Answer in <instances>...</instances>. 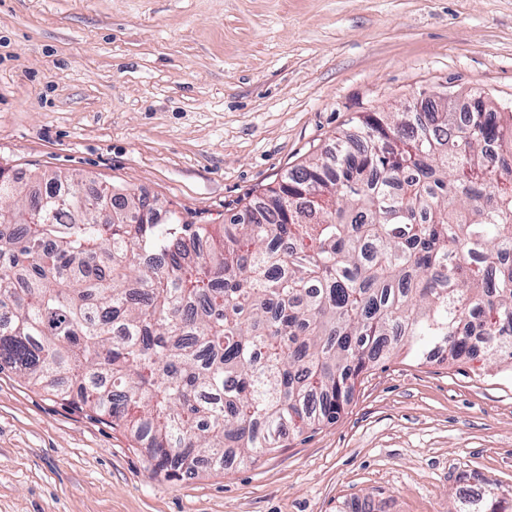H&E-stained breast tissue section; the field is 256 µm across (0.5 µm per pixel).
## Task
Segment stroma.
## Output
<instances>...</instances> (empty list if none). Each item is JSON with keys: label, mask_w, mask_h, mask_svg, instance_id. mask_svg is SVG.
<instances>
[{"label": "stroma", "mask_w": 512, "mask_h": 512, "mask_svg": "<svg viewBox=\"0 0 512 512\" xmlns=\"http://www.w3.org/2000/svg\"><path fill=\"white\" fill-rule=\"evenodd\" d=\"M512 111V0H0V166L221 224L364 113ZM512 512V374L401 347L339 418L168 481L143 444L0 370V512Z\"/></svg>", "instance_id": "stroma-1"}]
</instances>
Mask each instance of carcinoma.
Segmentation results:
<instances>
[{
    "instance_id": "1",
    "label": "carcinoma",
    "mask_w": 512,
    "mask_h": 512,
    "mask_svg": "<svg viewBox=\"0 0 512 512\" xmlns=\"http://www.w3.org/2000/svg\"><path fill=\"white\" fill-rule=\"evenodd\" d=\"M355 129L227 224L0 168V367L126 428L171 479L335 421L405 343L479 340L512 366V116L479 95Z\"/></svg>"
}]
</instances>
